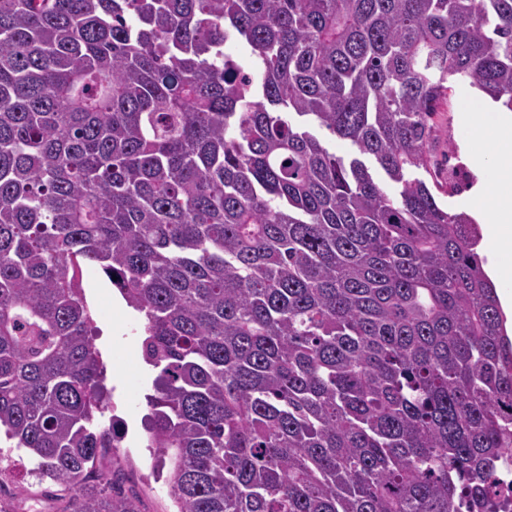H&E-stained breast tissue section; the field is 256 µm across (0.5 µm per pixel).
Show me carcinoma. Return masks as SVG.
Listing matches in <instances>:
<instances>
[{"instance_id": "obj_1", "label": "carcinoma", "mask_w": 512, "mask_h": 512, "mask_svg": "<svg viewBox=\"0 0 512 512\" xmlns=\"http://www.w3.org/2000/svg\"><path fill=\"white\" fill-rule=\"evenodd\" d=\"M458 84L512 107V0H0V434L57 512H141L87 266L178 512H512L506 316L419 176ZM83 284L96 326L94 344L107 365V385L112 388L115 405V411L107 412L102 421L108 425L114 414L113 418L128 426L121 448L114 449L105 466L122 470L124 487L139 496L142 512L178 511L164 481L166 471L158 477L153 449L145 448L144 443L142 423L148 413L145 395L153 393L156 372L141 356L142 321L97 269L84 270Z\"/></svg>"}]
</instances>
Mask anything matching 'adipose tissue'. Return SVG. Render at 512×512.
I'll list each match as a JSON object with an SVG mask.
<instances>
[{
	"label": "adipose tissue",
	"instance_id": "adipose-tissue-1",
	"mask_svg": "<svg viewBox=\"0 0 512 512\" xmlns=\"http://www.w3.org/2000/svg\"><path fill=\"white\" fill-rule=\"evenodd\" d=\"M472 132L466 147L477 181L466 197L469 214L490 227L492 243L512 240V109L472 90L460 114Z\"/></svg>",
	"mask_w": 512,
	"mask_h": 512
}]
</instances>
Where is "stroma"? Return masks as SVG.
I'll return each mask as SVG.
<instances>
[{
    "label": "stroma",
    "instance_id": "35a3bbf8",
    "mask_svg": "<svg viewBox=\"0 0 512 512\" xmlns=\"http://www.w3.org/2000/svg\"><path fill=\"white\" fill-rule=\"evenodd\" d=\"M464 92V86H455L447 111L438 117L439 137L432 147V157L442 183L472 172L467 155L460 150L469 138L467 127L458 119ZM83 284L96 326L94 344L107 365L114 416L128 426L127 435L105 465L122 470L124 487L139 496L141 512H176L164 479L157 475L153 451L144 443L142 423L148 412L145 396L151 391L155 372L141 356L142 322L98 270L85 269ZM12 457L8 477L17 492L0 501V512H53L57 486L39 476L36 462L27 451L15 450Z\"/></svg>",
    "mask_w": 512,
    "mask_h": 512
}]
</instances>
